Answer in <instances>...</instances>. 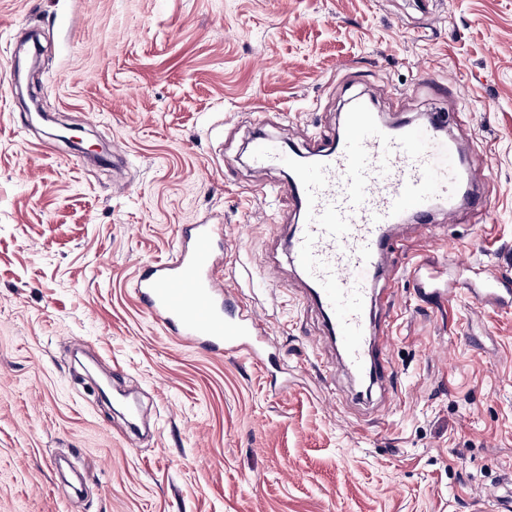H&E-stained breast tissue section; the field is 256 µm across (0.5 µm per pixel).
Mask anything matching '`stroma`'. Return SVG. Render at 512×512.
Instances as JSON below:
<instances>
[{
    "instance_id": "35a3bbf8",
    "label": "stroma",
    "mask_w": 512,
    "mask_h": 512,
    "mask_svg": "<svg viewBox=\"0 0 512 512\" xmlns=\"http://www.w3.org/2000/svg\"><path fill=\"white\" fill-rule=\"evenodd\" d=\"M45 47L44 111L107 156L50 147L16 97ZM438 76L425 79V72ZM359 94L389 123L441 114L488 203L393 229L378 290L389 376L362 392L290 262L298 220L258 135L306 152ZM224 225V280L269 326L265 366L182 344L134 284L181 227ZM437 257L453 293L419 299ZM512 0H0V512H476L512 499ZM135 397L127 429L102 383ZM472 299L482 305L483 301L492 302L501 307L512 308V286L495 277L478 278L474 288H470Z\"/></svg>"
}]
</instances>
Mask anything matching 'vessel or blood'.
Here are the masks:
<instances>
[{
    "label": "vessel or blood",
    "mask_w": 512,
    "mask_h": 512,
    "mask_svg": "<svg viewBox=\"0 0 512 512\" xmlns=\"http://www.w3.org/2000/svg\"><path fill=\"white\" fill-rule=\"evenodd\" d=\"M457 153L441 123H387L362 100L347 112L343 137L313 148L310 162L286 154L275 139L253 141L254 164L292 170L290 191L302 219L291 228L289 255L352 376L381 382L388 369L368 312L376 274L393 244V226L409 213L427 225L433 212L452 218L461 205L480 203L464 194L466 172ZM227 246L223 225H185L171 256L140 275L134 293L181 342L217 355L243 353L259 363L266 327L215 274ZM439 272L427 263L413 274L423 296L443 303L448 295L436 285ZM470 293L476 303L512 308V286L498 278H478Z\"/></svg>",
    "instance_id": "1"
}]
</instances>
